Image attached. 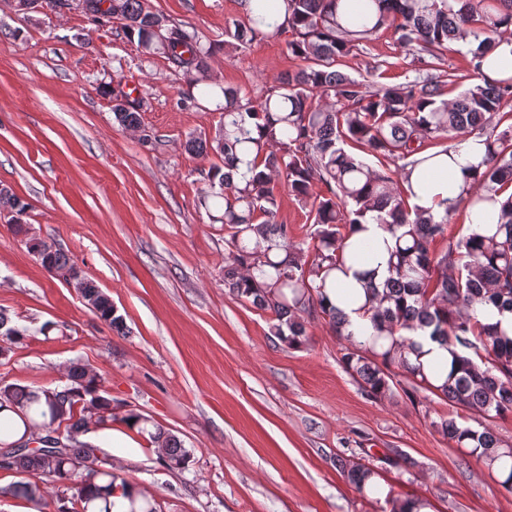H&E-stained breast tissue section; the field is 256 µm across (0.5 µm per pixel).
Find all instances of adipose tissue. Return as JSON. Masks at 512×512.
Listing matches in <instances>:
<instances>
[{
    "label": "adipose tissue",
    "mask_w": 512,
    "mask_h": 512,
    "mask_svg": "<svg viewBox=\"0 0 512 512\" xmlns=\"http://www.w3.org/2000/svg\"><path fill=\"white\" fill-rule=\"evenodd\" d=\"M486 147L482 140L469 139L458 153L438 156L427 163L426 169H415L410 177L414 195L413 205L442 217L449 206L455 205L463 187L467 186L482 162ZM351 243L364 242L372 251L364 262L347 260L344 270L336 272L331 288H328L329 303L339 304L347 322L346 330L359 341L366 340L371 331V323L363 313L364 291L356 279L358 272L371 270L376 283H383L386 276L387 249L394 241L379 224L368 222L356 227L350 238Z\"/></svg>",
    "instance_id": "obj_1"
}]
</instances>
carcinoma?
Returning a JSON list of instances; mask_svg holds the SVG:
<instances>
[{
    "mask_svg": "<svg viewBox=\"0 0 512 512\" xmlns=\"http://www.w3.org/2000/svg\"><path fill=\"white\" fill-rule=\"evenodd\" d=\"M104 2L82 5L96 21H119L143 54L165 55L188 79L190 101L208 100L222 112L214 134L190 138L186 149L224 158V167L212 166L204 176L211 196L223 200V214L214 221L228 236L224 287L271 312V332L290 345L306 335L304 315L320 312L343 341L342 363L374 397L392 391L395 367L449 405L475 412L470 422L450 417L435 426L512 493V445L490 427L512 413V337L477 314L489 305L512 313V76L489 80L481 74L496 37L512 24V0H244L245 19L224 30L226 44L238 48L286 33L298 60L258 102L217 80L208 63L211 49L195 30L167 24L146 0H112L106 9ZM382 29L392 31L419 63L414 79L378 84L342 70ZM454 42L469 45L468 75L443 69ZM463 79L472 84L448 98ZM112 102L120 125L138 126L139 99L114 88ZM471 137L485 139L487 153L461 199L470 209L488 203L499 209L489 229H472L455 240L446 235L454 209L436 221L411 206L409 177ZM353 149L375 158L377 166ZM281 177L299 202L311 204V256L290 241L287 225L275 222V181ZM0 209L23 231L18 216L26 204L6 188H0ZM369 218L392 236L394 247L388 249L383 285L366 288L373 332L362 342L346 332L342 311L326 304V288L331 273L344 266V241ZM438 241L445 242L439 250ZM26 246L50 274L68 275L86 305L124 333L111 298L64 251L36 236ZM8 323L0 312V336L21 341L26 330ZM418 333L451 355L441 382H432L424 370L421 345L411 338ZM68 379L65 386L37 390L0 386V409H13L24 428L14 440L15 423L0 418V470L34 476L0 487V496L45 505L47 479L56 489L57 512H90L95 500L103 503L98 512H112L115 488L129 482L110 469L85 467L93 446L83 440L91 427L112 419V398L97 372L83 365L71 366ZM121 421L147 432L149 420L132 409ZM39 431L62 434L63 447L29 448ZM149 436L166 467L188 468L191 453L177 436L158 426ZM338 467L360 494L372 492L368 483L378 473L371 467L343 459Z\"/></svg>",
    "mask_w": 512,
    "mask_h": 512,
    "instance_id": "1",
    "label": "carcinoma"
}]
</instances>
